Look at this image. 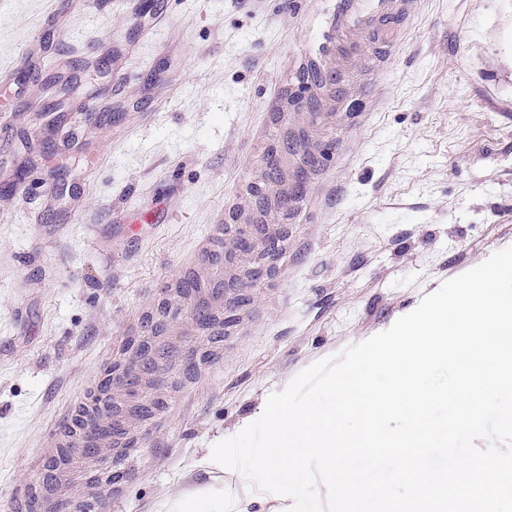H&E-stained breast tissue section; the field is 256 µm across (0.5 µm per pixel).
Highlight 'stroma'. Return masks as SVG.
Returning a JSON list of instances; mask_svg holds the SVG:
<instances>
[{
  "instance_id": "obj_1",
  "label": "stroma",
  "mask_w": 512,
  "mask_h": 512,
  "mask_svg": "<svg viewBox=\"0 0 512 512\" xmlns=\"http://www.w3.org/2000/svg\"><path fill=\"white\" fill-rule=\"evenodd\" d=\"M156 2L0 0V66L45 15L61 34L0 83V512L144 314L186 272L208 274L203 248L246 222L278 140L314 165L267 217L288 229L275 273L244 286L220 354L134 422L100 512L236 485L205 449L512 246V0H178L160 22ZM331 58L336 109L306 111L299 75ZM171 192L170 224L111 246L110 211Z\"/></svg>"
}]
</instances>
